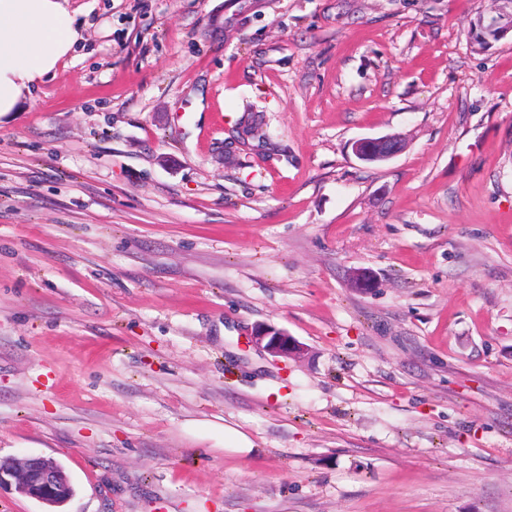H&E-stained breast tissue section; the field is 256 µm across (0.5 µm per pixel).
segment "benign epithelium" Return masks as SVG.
I'll use <instances>...</instances> for the list:
<instances>
[{
	"mask_svg": "<svg viewBox=\"0 0 512 512\" xmlns=\"http://www.w3.org/2000/svg\"><path fill=\"white\" fill-rule=\"evenodd\" d=\"M401 147L400 137L395 135L359 139L352 144L354 154L365 162L387 161L399 154ZM253 341L274 357H298L304 351L288 332L271 326L257 328ZM12 485L19 493L46 505L71 497L66 478L50 457L31 456L0 465V488Z\"/></svg>",
	"mask_w": 512,
	"mask_h": 512,
	"instance_id": "benign-epithelium-1",
	"label": "benign epithelium"
}]
</instances>
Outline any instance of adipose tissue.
<instances>
[{"mask_svg":"<svg viewBox=\"0 0 512 512\" xmlns=\"http://www.w3.org/2000/svg\"><path fill=\"white\" fill-rule=\"evenodd\" d=\"M71 0H0V114L55 73L81 38Z\"/></svg>","mask_w":512,"mask_h":512,"instance_id":"obj_1","label":"adipose tissue"}]
</instances>
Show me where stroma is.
<instances>
[{
	"instance_id": "stroma-1",
	"label": "stroma",
	"mask_w": 512,
	"mask_h": 512,
	"mask_svg": "<svg viewBox=\"0 0 512 512\" xmlns=\"http://www.w3.org/2000/svg\"><path fill=\"white\" fill-rule=\"evenodd\" d=\"M72 6L75 52L0 115V459L60 462L56 512H512L491 0ZM400 137L395 135L377 138H364L353 142L352 150L358 159L365 162L387 161L403 149ZM253 341L274 357H298L304 351V346L288 332L271 326L258 327ZM220 428L224 432V451H230L245 457L255 453L257 448L245 435L225 425L224 427L220 426Z\"/></svg>"
}]
</instances>
